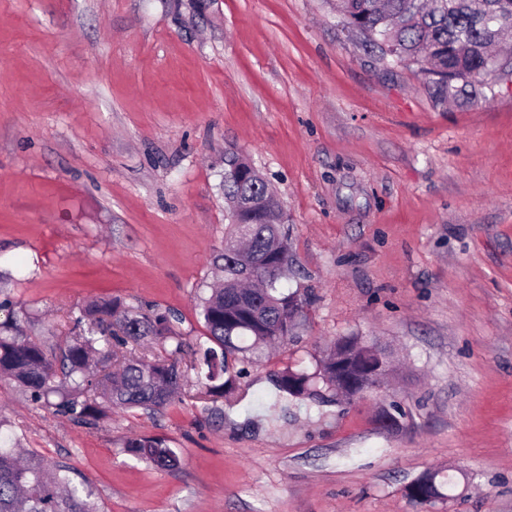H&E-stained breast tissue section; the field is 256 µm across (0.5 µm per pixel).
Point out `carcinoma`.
<instances>
[{
    "label": "carcinoma",
    "mask_w": 512,
    "mask_h": 512,
    "mask_svg": "<svg viewBox=\"0 0 512 512\" xmlns=\"http://www.w3.org/2000/svg\"><path fill=\"white\" fill-rule=\"evenodd\" d=\"M336 13L349 26L364 32V41L380 53L391 50L394 64L417 65L424 86L436 106L451 99L463 101L495 94L496 84L487 75L491 48L512 32V0H336ZM224 175V196L260 195L273 200L267 184L245 160H229ZM228 241L237 253L221 252L217 269L224 283L201 298V315L211 345L191 353L198 396L213 400L231 393L241 371L228 365L227 354L258 350L271 343H285L297 328L298 298L279 288V264L289 259L283 225L271 211L230 214ZM0 377L14 380L30 400L51 405L73 421L92 425L112 407L155 411L180 397L185 375L175 357L188 345L177 332V317L146 313L120 301L91 303L73 319L75 336L61 354L60 366L49 358L46 345L24 336L7 300L0 301ZM150 340L166 349L167 357L154 361L130 360L119 377L100 376L93 365L112 360L129 344ZM345 356L363 373L379 355L390 350L365 344L357 336L338 339L314 371L285 369L276 386L291 396L324 401L323 390L343 392L336 377V356ZM123 452L160 469L177 464L175 452L159 436L128 437ZM453 486L440 472L425 476L422 492L438 496L439 488ZM0 512H101L93 489L72 482L68 470L51 465L31 452L21 458L14 450L0 448Z\"/></svg>",
    "instance_id": "1"
}]
</instances>
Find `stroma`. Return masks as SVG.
I'll use <instances>...</instances> for the list:
<instances>
[{
	"label": "stroma",
	"instance_id": "35a3bbf8",
	"mask_svg": "<svg viewBox=\"0 0 512 512\" xmlns=\"http://www.w3.org/2000/svg\"><path fill=\"white\" fill-rule=\"evenodd\" d=\"M232 155L282 202L295 336L224 398L192 385L92 427L0 379V446L68 466L104 512H512V89L434 106L330 0H0V274L28 336L59 347L117 299L206 344ZM343 336L390 344L402 378L279 393ZM134 434L178 465L123 453ZM434 470L450 498L406 496Z\"/></svg>",
	"mask_w": 512,
	"mask_h": 512
}]
</instances>
